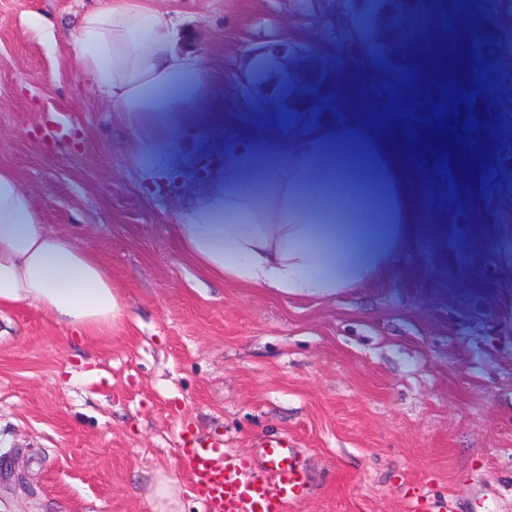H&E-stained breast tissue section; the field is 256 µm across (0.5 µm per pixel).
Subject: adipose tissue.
<instances>
[{"label":"adipose tissue","mask_w":512,"mask_h":512,"mask_svg":"<svg viewBox=\"0 0 512 512\" xmlns=\"http://www.w3.org/2000/svg\"><path fill=\"white\" fill-rule=\"evenodd\" d=\"M175 12L153 0H99L76 29L79 63L129 130L135 153L178 167L196 128L223 149L224 167L175 223L183 251L216 281L284 296H327L384 277L429 230L427 205L390 142L363 122L333 115L295 128L224 141L222 84L178 50ZM363 157L390 174L338 196L323 171L328 152ZM30 304L78 334L108 330L127 315L106 266L43 224L31 193L0 166V306Z\"/></svg>","instance_id":"obj_1"}]
</instances>
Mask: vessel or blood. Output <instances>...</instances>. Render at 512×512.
Returning <instances> with one entry per match:
<instances>
[{
	"instance_id": "b4317fda",
	"label": "vessel or blood",
	"mask_w": 512,
	"mask_h": 512,
	"mask_svg": "<svg viewBox=\"0 0 512 512\" xmlns=\"http://www.w3.org/2000/svg\"><path fill=\"white\" fill-rule=\"evenodd\" d=\"M268 468L258 476H243L239 466L218 465L222 441L187 451L190 478L210 512H282L284 503L306 496V481L292 444L285 439L259 444Z\"/></svg>"
}]
</instances>
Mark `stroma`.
Instances as JSON below:
<instances>
[{"label":"stroma","mask_w":512,"mask_h":512,"mask_svg":"<svg viewBox=\"0 0 512 512\" xmlns=\"http://www.w3.org/2000/svg\"><path fill=\"white\" fill-rule=\"evenodd\" d=\"M95 0H0V165L32 192L48 228L109 268L128 305L118 328L79 336L26 304L0 307V512H157L155 483L180 512H204L186 447L224 439V458L260 473L263 439L295 442L307 496L283 512H512V130L484 97L467 143L490 138L477 186L408 168L428 202V237L401 268L325 298L285 297L211 280L181 250L172 221L189 173L147 175L74 46ZM466 0H447L433 40L399 42L403 67L372 55L387 101L315 40L346 91L345 111L377 133L420 141L446 116L424 80L475 56L455 33ZM179 13L180 49L224 75L227 134L280 102L277 65L249 86L258 51L280 54L294 0H159ZM63 113L66 129L47 118Z\"/></svg>","instance_id":"1"}]
</instances>
